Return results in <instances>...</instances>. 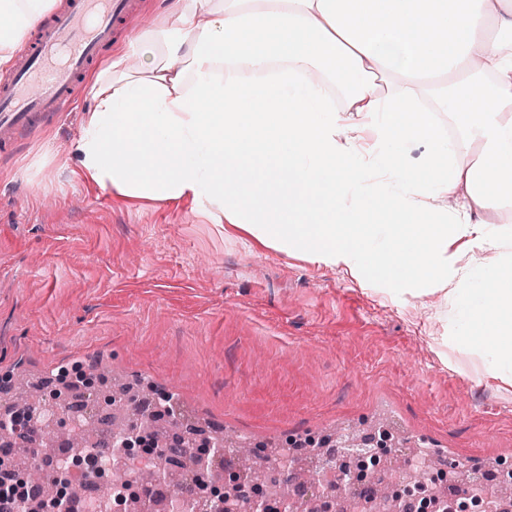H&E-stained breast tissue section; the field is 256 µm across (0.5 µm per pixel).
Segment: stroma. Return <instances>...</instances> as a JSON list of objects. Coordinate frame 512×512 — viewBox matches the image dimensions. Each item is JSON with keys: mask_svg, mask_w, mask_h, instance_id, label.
I'll return each instance as SVG.
<instances>
[{"mask_svg": "<svg viewBox=\"0 0 512 512\" xmlns=\"http://www.w3.org/2000/svg\"><path fill=\"white\" fill-rule=\"evenodd\" d=\"M89 92L0 153V385L98 369L266 453L380 426L468 470L512 466V386L464 364L450 303L76 180Z\"/></svg>", "mask_w": 512, "mask_h": 512, "instance_id": "stroma-1", "label": "stroma"}]
</instances>
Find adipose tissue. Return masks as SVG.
Returning a JSON list of instances; mask_svg holds the SVG:
<instances>
[{"label":"adipose tissue","mask_w":512,"mask_h":512,"mask_svg":"<svg viewBox=\"0 0 512 512\" xmlns=\"http://www.w3.org/2000/svg\"><path fill=\"white\" fill-rule=\"evenodd\" d=\"M56 3L0 0V70ZM89 81L78 180L449 296L512 382V0H168Z\"/></svg>","instance_id":"adipose-tissue-1"}]
</instances>
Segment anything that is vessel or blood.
Instances as JSON below:
<instances>
[{
	"label": "vessel or blood",
	"mask_w": 512,
	"mask_h": 512,
	"mask_svg": "<svg viewBox=\"0 0 512 512\" xmlns=\"http://www.w3.org/2000/svg\"><path fill=\"white\" fill-rule=\"evenodd\" d=\"M134 0H68L41 24L11 74L0 82V151L18 134L69 111L84 72L110 42L114 25Z\"/></svg>",
	"instance_id": "obj_1"
}]
</instances>
